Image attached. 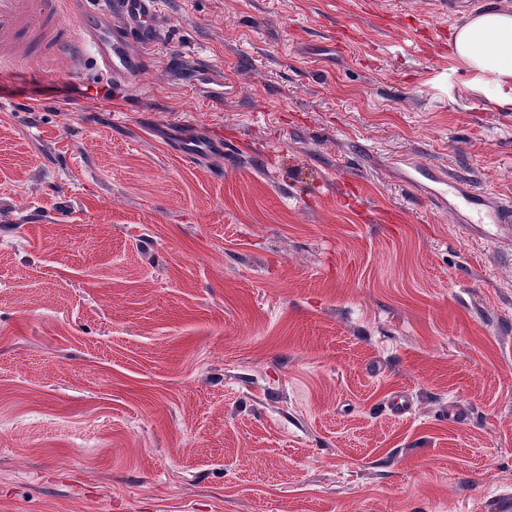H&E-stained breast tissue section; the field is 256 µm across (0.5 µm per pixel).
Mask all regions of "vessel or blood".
<instances>
[{
	"instance_id": "b4317fda",
	"label": "vessel or blood",
	"mask_w": 512,
	"mask_h": 512,
	"mask_svg": "<svg viewBox=\"0 0 512 512\" xmlns=\"http://www.w3.org/2000/svg\"><path fill=\"white\" fill-rule=\"evenodd\" d=\"M81 0H0V71L27 79L43 77L49 63L77 60L93 49L101 80L136 81L146 68L143 48L155 41L161 0H107L96 11L81 9ZM174 152L195 162L223 153L224 142L197 131H173ZM408 179L429 183L428 193L449 212L471 211L481 224L512 222V205L486 200L461 179L421 164H412Z\"/></svg>"
}]
</instances>
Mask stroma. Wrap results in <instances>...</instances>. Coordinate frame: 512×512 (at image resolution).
Returning <instances> with one entry per match:
<instances>
[{
  "label": "stroma",
  "mask_w": 512,
  "mask_h": 512,
  "mask_svg": "<svg viewBox=\"0 0 512 512\" xmlns=\"http://www.w3.org/2000/svg\"><path fill=\"white\" fill-rule=\"evenodd\" d=\"M162 2L138 81L0 75V512H512V233L406 177L512 202L459 16ZM172 136L173 151L187 162H195L210 155H224V140L219 138L208 137L188 128L175 130ZM408 180L419 186L423 179L431 183L428 194L437 205L451 213L456 212L459 224H470L462 217V211H471L477 223L480 224H507L511 229L512 205L509 201H488L485 196L473 192L469 185L461 179L448 176L445 172L432 167L414 163Z\"/></svg>",
  "instance_id": "stroma-1"
}]
</instances>
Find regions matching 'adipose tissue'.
I'll return each instance as SVG.
<instances>
[{"label":"adipose tissue","mask_w":512,"mask_h":512,"mask_svg":"<svg viewBox=\"0 0 512 512\" xmlns=\"http://www.w3.org/2000/svg\"><path fill=\"white\" fill-rule=\"evenodd\" d=\"M448 50L475 73L478 88L490 89L499 106L512 107V9L475 8L452 27Z\"/></svg>","instance_id":"1"}]
</instances>
